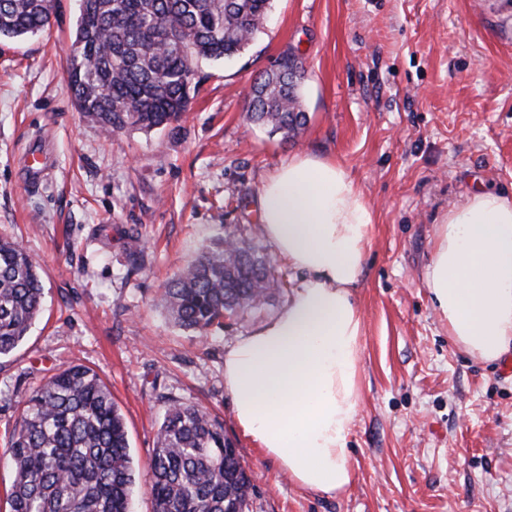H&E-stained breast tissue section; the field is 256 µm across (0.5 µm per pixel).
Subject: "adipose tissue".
Listing matches in <instances>:
<instances>
[{
	"label": "adipose tissue",
	"instance_id": "1",
	"mask_svg": "<svg viewBox=\"0 0 512 512\" xmlns=\"http://www.w3.org/2000/svg\"><path fill=\"white\" fill-rule=\"evenodd\" d=\"M262 231L298 275L286 306L224 353L241 433L299 487L344 493L364 334L355 289L373 211L349 171L295 155L258 191ZM423 282L454 343L479 359L512 349V194L477 191L438 224Z\"/></svg>",
	"mask_w": 512,
	"mask_h": 512
}]
</instances>
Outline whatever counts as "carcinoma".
I'll list each match as a JSON object with an SVG mask.
<instances>
[{
  "instance_id": "obj_1",
  "label": "carcinoma",
  "mask_w": 512,
  "mask_h": 512,
  "mask_svg": "<svg viewBox=\"0 0 512 512\" xmlns=\"http://www.w3.org/2000/svg\"><path fill=\"white\" fill-rule=\"evenodd\" d=\"M271 0H87L69 48L78 111L118 134L181 119L198 93L195 63L240 54L263 27ZM47 0H0V39L34 36L50 24ZM303 61L284 57L253 86L246 119L285 138L307 124ZM133 269L145 244L124 231ZM268 261L234 235L203 248L174 274L162 302L181 329L202 335L224 317L266 303ZM39 262L0 238V358L38 317ZM15 473L9 512H128L133 470L123 415L98 374L60 368L23 402L10 438ZM156 512H249L252 481L224 425L204 406L169 404L151 457Z\"/></svg>"
}]
</instances>
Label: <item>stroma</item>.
Instances as JSON below:
<instances>
[{
  "mask_svg": "<svg viewBox=\"0 0 512 512\" xmlns=\"http://www.w3.org/2000/svg\"><path fill=\"white\" fill-rule=\"evenodd\" d=\"M78 0L49 30L0 41V237L40 262L45 297L0 360V512L22 401L70 364L97 371L124 416L130 512H155L150 459L169 400L208 407L252 474L250 512H512V375L448 336L422 274L437 224L475 189L512 193V0H273L239 56L197 65L185 118L109 135L77 111L67 58ZM300 57L296 141L249 124L254 82ZM343 164L375 224L356 290L364 320L347 493L295 485L237 429L224 352L287 303L296 273L261 232L262 181L295 155ZM147 243L129 272L124 229ZM271 261L267 304L199 337L166 280L225 234Z\"/></svg>",
  "mask_w": 512,
  "mask_h": 512,
  "instance_id": "obj_1",
  "label": "stroma"
}]
</instances>
